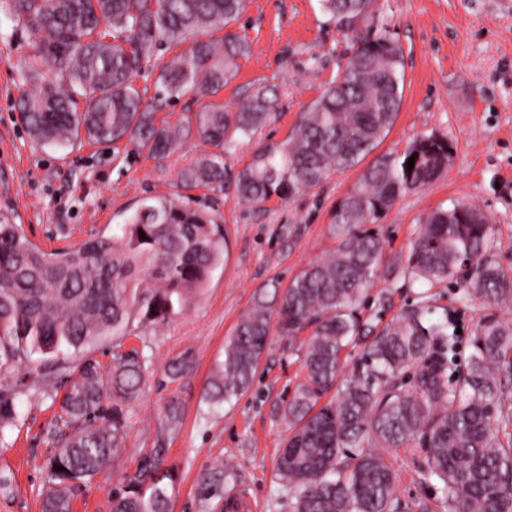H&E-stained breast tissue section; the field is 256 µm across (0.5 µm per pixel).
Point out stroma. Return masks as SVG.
Masks as SVG:
<instances>
[{
	"mask_svg": "<svg viewBox=\"0 0 512 512\" xmlns=\"http://www.w3.org/2000/svg\"><path fill=\"white\" fill-rule=\"evenodd\" d=\"M390 30L403 48L406 82L397 120L376 154L403 151L421 135L448 140L452 159L430 186L398 198L375 225L386 242L385 265L404 259L419 224L436 208L476 204L495 227V254L512 267V0H383ZM234 33L248 44L235 76L214 98L231 105L244 90H275V115L252 137H237L224 165L238 172L264 145L283 142L306 108L335 79L351 39L329 24L319 0H246ZM32 51L23 25L0 9V216L44 251L74 248L109 235L149 197L182 196L179 173L206 150L200 140L169 158L126 145L85 143L61 149L34 145L20 118L32 92L19 68ZM331 174L287 201L242 202L233 189L192 190L223 224L228 249L202 295L163 323H135L130 335L104 336L84 353L108 365L115 349L136 351L146 368L138 397L123 404L125 444L112 468L76 492L72 512H107L113 492L141 463L166 471L167 512H221L226 497L246 492L256 512H293L276 476L289 435L280 409L300 374V339L271 334L251 387L232 403L210 400L208 383L224 345L253 303L272 299L300 270L332 251L331 213L365 165ZM429 304L458 331L459 367L473 351L480 302L459 298L456 284L432 286L379 276L362 317L390 322L400 310ZM188 372L176 373L181 360ZM66 374L47 391L18 389V417L0 433V512H40L45 468L55 446ZM181 413L165 425L169 406ZM419 448H397L396 512H446L438 482L423 470Z\"/></svg>",
	"mask_w": 512,
	"mask_h": 512,
	"instance_id": "35a3bbf8",
	"label": "stroma"
}]
</instances>
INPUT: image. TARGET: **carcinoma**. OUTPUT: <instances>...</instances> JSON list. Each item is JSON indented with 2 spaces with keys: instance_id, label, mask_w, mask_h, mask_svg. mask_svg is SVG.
Returning <instances> with one entry per match:
<instances>
[{
  "instance_id": "carcinoma-1",
  "label": "carcinoma",
  "mask_w": 512,
  "mask_h": 512,
  "mask_svg": "<svg viewBox=\"0 0 512 512\" xmlns=\"http://www.w3.org/2000/svg\"><path fill=\"white\" fill-rule=\"evenodd\" d=\"M329 21L353 35L336 80L308 107L288 141L265 146L234 176L245 202L285 201L331 174L358 165L390 132L405 86L404 53L378 0H320ZM31 33L33 52L20 78L37 91L20 103L38 146L86 140L128 141L163 159L194 136L213 148L180 174L183 188L224 185L225 148L250 137L277 107L261 86L233 107L206 102L237 70L248 46L236 34H207L236 22L244 0H5ZM190 43L188 56L162 65V91L144 98L136 78L158 47ZM191 95L199 104L175 125L156 124V108ZM448 140H413L379 156L338 202L336 248L308 264L276 305L260 299L239 321L211 383V399L231 402L250 386L271 330L302 342L303 378L283 409L290 434L279 480L294 512H394L390 448H420L424 471L441 485L448 512H512V419H500L512 381V324L495 314L476 324L473 352L457 374V341L448 318L404 309L377 327L360 307L383 263L385 242L370 225L403 193L429 185L448 167ZM414 167L407 168L410 157ZM221 226L203 210L166 197L144 201L110 236L47 253L0 221V430L18 411L11 375L38 389L71 370L57 417L58 448L48 460L42 512H71L75 491L110 468L125 442L120 404L145 381L135 352H117L108 368L82 355L97 338L125 336L134 321L165 322L197 298L224 256ZM494 227L481 210L457 202L431 213L413 240L403 279L429 284L459 277L463 299L495 311L512 304V269L494 253ZM363 344L344 372L342 353ZM39 359H33L34 355ZM336 398L321 399L331 390ZM159 468L143 465L110 512H166Z\"/></svg>"
}]
</instances>
